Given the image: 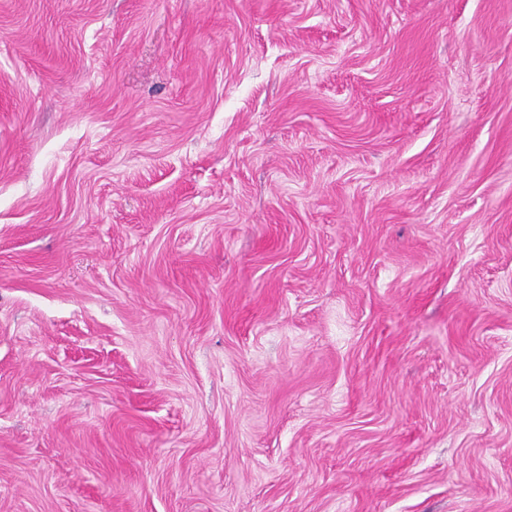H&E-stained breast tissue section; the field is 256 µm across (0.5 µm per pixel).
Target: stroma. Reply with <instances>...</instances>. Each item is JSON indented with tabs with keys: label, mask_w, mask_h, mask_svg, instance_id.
<instances>
[{
	"label": "stroma",
	"mask_w": 512,
	"mask_h": 512,
	"mask_svg": "<svg viewBox=\"0 0 512 512\" xmlns=\"http://www.w3.org/2000/svg\"><path fill=\"white\" fill-rule=\"evenodd\" d=\"M0 512H512V0H0Z\"/></svg>",
	"instance_id": "35a3bbf8"
}]
</instances>
